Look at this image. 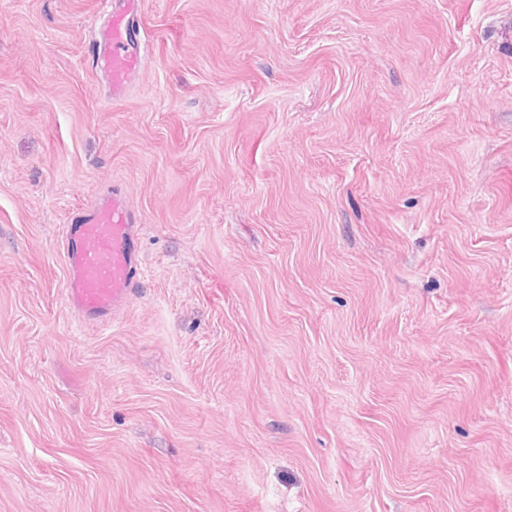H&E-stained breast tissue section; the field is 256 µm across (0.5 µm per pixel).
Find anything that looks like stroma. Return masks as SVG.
Returning <instances> with one entry per match:
<instances>
[{
    "label": "stroma",
    "instance_id": "1",
    "mask_svg": "<svg viewBox=\"0 0 512 512\" xmlns=\"http://www.w3.org/2000/svg\"><path fill=\"white\" fill-rule=\"evenodd\" d=\"M101 11L0 0V512H512V0H143L118 100ZM139 235L135 214L115 192L69 217L61 252L72 309L104 323L133 297L141 282Z\"/></svg>",
    "mask_w": 512,
    "mask_h": 512
}]
</instances>
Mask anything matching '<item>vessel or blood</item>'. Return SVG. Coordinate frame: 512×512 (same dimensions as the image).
<instances>
[{
	"label": "vessel or blood",
	"mask_w": 512,
	"mask_h": 512,
	"mask_svg": "<svg viewBox=\"0 0 512 512\" xmlns=\"http://www.w3.org/2000/svg\"><path fill=\"white\" fill-rule=\"evenodd\" d=\"M107 13L90 45L89 64L122 98L142 65L134 23L142 0H103ZM139 227L119 194L106 195L74 212L61 242L65 294L82 316L106 322L140 285Z\"/></svg>",
	"instance_id": "1"
}]
</instances>
